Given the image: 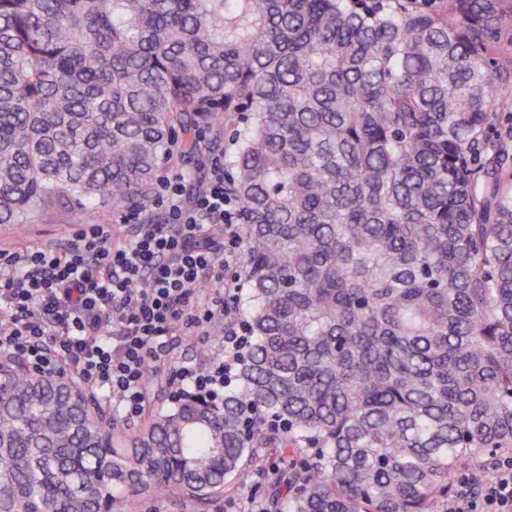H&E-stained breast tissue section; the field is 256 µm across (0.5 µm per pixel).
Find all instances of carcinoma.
I'll return each instance as SVG.
<instances>
[{
    "label": "carcinoma",
    "mask_w": 512,
    "mask_h": 512,
    "mask_svg": "<svg viewBox=\"0 0 512 512\" xmlns=\"http://www.w3.org/2000/svg\"><path fill=\"white\" fill-rule=\"evenodd\" d=\"M512 0H0V225L110 210L231 126L244 351L134 433L0 354V512H438L512 454ZM275 492V488L262 477L253 476L246 485L233 488L224 493V500L218 504L223 512L242 511L247 499H252L261 506H265L267 498ZM128 512H192L191 508L177 498L168 495L144 497Z\"/></svg>",
    "instance_id": "obj_1"
}]
</instances>
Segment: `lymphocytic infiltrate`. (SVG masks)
<instances>
[{
  "label": "lymphocytic infiltrate",
  "mask_w": 512,
  "mask_h": 512,
  "mask_svg": "<svg viewBox=\"0 0 512 512\" xmlns=\"http://www.w3.org/2000/svg\"><path fill=\"white\" fill-rule=\"evenodd\" d=\"M186 177L164 176L159 224H124L115 246L97 224L72 237L66 253L48 248L0 252V352L18 353L42 374L74 372L111 397L126 418L144 409L149 367L165 355L167 339L185 323L203 280L236 296L239 280H225L238 263L243 237L240 202L224 188V158L214 156L207 186L185 197ZM445 512H512V455L486 469L456 472Z\"/></svg>",
  "instance_id": "f902f5d3"
}]
</instances>
